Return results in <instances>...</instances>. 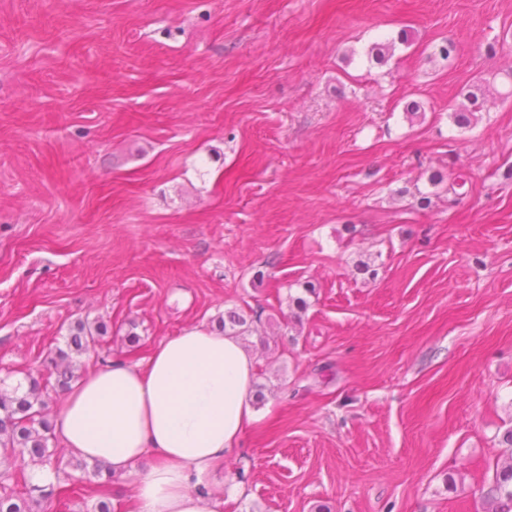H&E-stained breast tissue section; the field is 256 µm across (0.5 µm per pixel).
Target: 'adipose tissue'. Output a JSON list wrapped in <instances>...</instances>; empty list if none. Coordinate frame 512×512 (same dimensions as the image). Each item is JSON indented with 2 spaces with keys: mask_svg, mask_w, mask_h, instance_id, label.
Instances as JSON below:
<instances>
[{
  "mask_svg": "<svg viewBox=\"0 0 512 512\" xmlns=\"http://www.w3.org/2000/svg\"><path fill=\"white\" fill-rule=\"evenodd\" d=\"M255 359L238 337L191 327L167 337L147 360L114 357L67 394L54 434L70 453L131 471L139 512H216L196 492L256 422Z\"/></svg>",
  "mask_w": 512,
  "mask_h": 512,
  "instance_id": "ef3b65f1",
  "label": "adipose tissue"
}]
</instances>
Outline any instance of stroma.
<instances>
[{
  "label": "stroma",
  "mask_w": 512,
  "mask_h": 512,
  "mask_svg": "<svg viewBox=\"0 0 512 512\" xmlns=\"http://www.w3.org/2000/svg\"><path fill=\"white\" fill-rule=\"evenodd\" d=\"M511 68L512 0H0V378L79 318L110 329L85 367L259 310L265 399L204 479L222 512H483L512 427ZM484 81L479 79L463 94L468 105L464 104L458 109H452L450 116L459 128L469 127L473 121H478V113L481 112L484 102Z\"/></svg>",
  "instance_id": "1"
}]
</instances>
